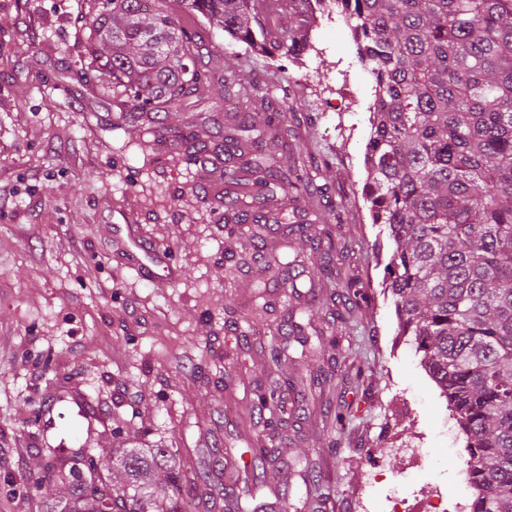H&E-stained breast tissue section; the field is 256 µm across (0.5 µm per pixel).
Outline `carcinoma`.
<instances>
[{
  "mask_svg": "<svg viewBox=\"0 0 512 512\" xmlns=\"http://www.w3.org/2000/svg\"><path fill=\"white\" fill-rule=\"evenodd\" d=\"M87 22L88 63L77 72L86 87H112L128 111L168 131L167 113L193 108L209 83L205 44L162 6L143 0H95ZM266 0H181L183 9L248 45L261 36L264 50L298 57L309 43L302 26H264ZM350 29L360 64L375 83L363 195L372 223L392 244L387 264L400 335L426 363L458 430L466 437V481L474 490L471 512H512V0H331ZM224 96L245 109L224 128V229L226 254L250 267L265 249L269 217L246 201L238 172L272 179L284 198L297 202L324 191L315 183L311 156L292 149L277 164L266 141L288 128L277 98L238 72L224 71ZM311 249H338L335 225L315 229ZM326 287L359 295L357 280L334 278L319 267ZM302 336L305 325L283 322L277 335ZM357 325L317 335L337 348L352 343ZM282 384L255 394L266 428L283 422ZM164 446L122 451V480L92 453L48 449L43 469L61 491L40 501L39 512H184L182 469ZM276 470L262 435L252 448V484L266 485ZM164 473L160 483L153 481ZM302 507L320 512L330 494L317 464L299 472ZM224 510L269 512L244 506L224 487Z\"/></svg>",
  "mask_w": 512,
  "mask_h": 512,
  "instance_id": "obj_1",
  "label": "carcinoma"
}]
</instances>
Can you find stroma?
<instances>
[{"instance_id":"35a3bbf8","label":"stroma","mask_w":512,"mask_h":512,"mask_svg":"<svg viewBox=\"0 0 512 512\" xmlns=\"http://www.w3.org/2000/svg\"><path fill=\"white\" fill-rule=\"evenodd\" d=\"M93 0H0V487L38 475L47 448H89L109 456L137 434L179 454L187 472L219 470L212 487L246 494L252 481L246 436L258 425L255 393L278 374L309 386L320 380L332 408L349 414L340 448L320 409L309 405L280 429L287 446L263 498L296 500V463L325 454L332 487L323 512H352L369 464L388 480L428 494L454 490L464 475L465 438L449 435L446 401L398 334L385 289L391 244L372 224L362 190L371 133L372 76L357 63L344 21H308L309 48L296 61L273 60L203 20L193 27L211 51V84L198 109L170 113L168 124L215 144L230 118L224 70L261 88L298 84L293 111L300 146L327 176L330 203H341L340 234L354 251L334 259L338 278L356 276L354 346L323 348L269 369L262 351L283 309L235 336L225 326L224 295L252 299L251 275L224 265V210L198 199L197 167L172 143L140 140L136 119L111 94L75 79L86 61L84 21ZM138 225L170 252L181 276L144 280L112 237V224ZM362 360L365 374L346 372ZM424 434L431 449L405 469L392 448ZM455 448L449 463L447 448Z\"/></svg>"}]
</instances>
